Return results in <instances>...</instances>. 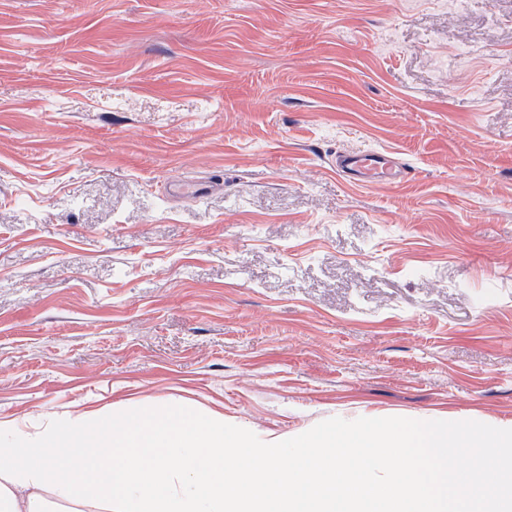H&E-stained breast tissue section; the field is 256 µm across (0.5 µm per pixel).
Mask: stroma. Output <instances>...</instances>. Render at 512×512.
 Returning <instances> with one entry per match:
<instances>
[{"instance_id":"35a3bbf8","label":"stroma","mask_w":512,"mask_h":512,"mask_svg":"<svg viewBox=\"0 0 512 512\" xmlns=\"http://www.w3.org/2000/svg\"><path fill=\"white\" fill-rule=\"evenodd\" d=\"M159 402L512 420V0H0V422ZM336 170L346 174L354 181L394 184L409 175L405 168L393 164L388 156L382 153L336 155Z\"/></svg>"}]
</instances>
